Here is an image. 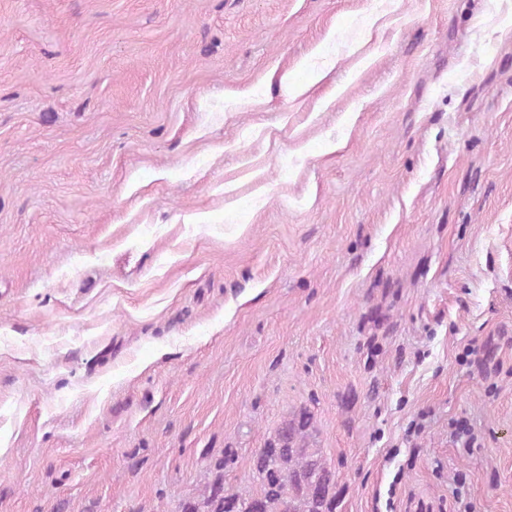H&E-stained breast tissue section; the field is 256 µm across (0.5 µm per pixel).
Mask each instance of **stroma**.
Masks as SVG:
<instances>
[{
    "mask_svg": "<svg viewBox=\"0 0 512 512\" xmlns=\"http://www.w3.org/2000/svg\"><path fill=\"white\" fill-rule=\"evenodd\" d=\"M305 411L336 512H512V0H0V512Z\"/></svg>",
    "mask_w": 512,
    "mask_h": 512,
    "instance_id": "stroma-1",
    "label": "stroma"
}]
</instances>
